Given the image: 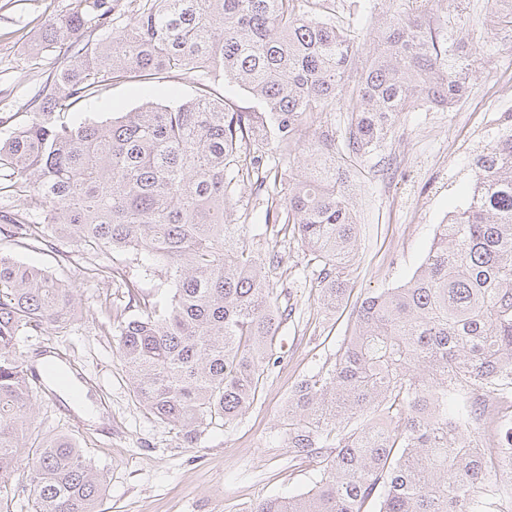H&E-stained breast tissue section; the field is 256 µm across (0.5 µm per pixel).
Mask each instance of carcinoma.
<instances>
[{
    "mask_svg": "<svg viewBox=\"0 0 512 512\" xmlns=\"http://www.w3.org/2000/svg\"><path fill=\"white\" fill-rule=\"evenodd\" d=\"M303 0H139L114 23L110 0H77L36 45L69 55L20 127L0 130V230L16 245L65 241L78 269L112 285V256L138 261L118 287L140 296L119 322L118 354L137 401L192 446L255 400L288 313L266 265L244 244L233 194L256 190L279 163L306 154L273 224H291L313 256L320 299L338 310L360 235L346 170L307 120L346 89L357 36L308 16ZM490 26L512 29V0H492ZM473 60L440 51L427 14L399 10L352 88L345 156L379 149L417 104L449 108L471 89ZM195 73L192 94L147 101L111 120L60 114L116 83ZM231 80L258 102L242 112L216 94ZM474 158L465 206L439 224L412 277L368 294L334 363L296 385L288 447L319 459L313 487L252 512H485L497 465L473 424L486 400L512 394V112ZM249 161L240 163L244 147ZM278 155L270 164L268 149ZM20 201L23 208H14ZM164 278L144 292L142 280ZM76 316L73 288L0 251V512L9 478L30 473L31 512H97L105 476L68 435L32 437L37 389L19 351L31 331Z\"/></svg>",
    "mask_w": 512,
    "mask_h": 512,
    "instance_id": "obj_1",
    "label": "carcinoma"
}]
</instances>
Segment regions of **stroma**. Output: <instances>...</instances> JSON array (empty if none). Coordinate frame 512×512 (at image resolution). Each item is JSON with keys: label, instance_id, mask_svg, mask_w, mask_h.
<instances>
[{"label": "stroma", "instance_id": "stroma-1", "mask_svg": "<svg viewBox=\"0 0 512 512\" xmlns=\"http://www.w3.org/2000/svg\"><path fill=\"white\" fill-rule=\"evenodd\" d=\"M396 2L310 0L309 11L356 32L359 51L351 78H358L372 55V37ZM74 6L75 0H0V119L8 125L28 121L36 109L33 97L50 73L48 63L35 57L46 20L65 16ZM491 7V0L429 4L437 41L475 60L471 93L450 109L417 106L403 113L383 146L354 162L350 182L361 235L348 275L351 301L409 280L430 247L436 224L465 205L473 159L498 132L493 108L512 105V30H490ZM192 82L185 73L156 87L115 84L105 99L76 107L64 120L104 121L146 99L190 92ZM290 166L282 165L269 192H256L245 181L234 199L248 247L276 257L269 277L280 304L293 309L278 332L287 346L266 367L253 405L237 419L208 428L192 447L136 401L121 368L116 327L100 307L99 289L61 258L68 245L15 248L19 260L48 268L76 290L74 325L55 334L31 333L19 349L30 361L59 354L61 367L82 380L94 416L80 414L65 400L63 388L47 381L37 393L33 430L42 436L76 435L106 475L100 512H248L268 496L311 488L314 465L289 448L282 413L297 382L334 363L348 316L324 309L315 262L289 229L265 221L268 197H284Z\"/></svg>", "mask_w": 512, "mask_h": 512}]
</instances>
